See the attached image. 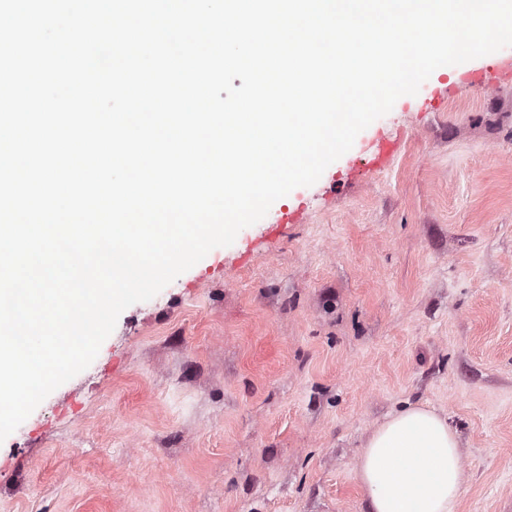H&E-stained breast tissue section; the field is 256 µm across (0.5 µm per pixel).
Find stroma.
I'll use <instances>...</instances> for the list:
<instances>
[{
	"mask_svg": "<svg viewBox=\"0 0 512 512\" xmlns=\"http://www.w3.org/2000/svg\"><path fill=\"white\" fill-rule=\"evenodd\" d=\"M398 99L154 298L0 443V512H365L360 449L411 404L460 434V512H512V82ZM303 203L300 224L280 225ZM375 140V148L370 158L367 160V165L375 170L384 169L393 158L397 155L400 149L399 139H386L373 135Z\"/></svg>",
	"mask_w": 512,
	"mask_h": 512,
	"instance_id": "obj_1",
	"label": "stroma"
}]
</instances>
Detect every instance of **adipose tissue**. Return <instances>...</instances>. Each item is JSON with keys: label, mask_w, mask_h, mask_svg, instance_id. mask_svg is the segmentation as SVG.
<instances>
[{"label": "adipose tissue", "mask_w": 512, "mask_h": 512, "mask_svg": "<svg viewBox=\"0 0 512 512\" xmlns=\"http://www.w3.org/2000/svg\"><path fill=\"white\" fill-rule=\"evenodd\" d=\"M460 438L446 415L413 404L366 438L357 477L367 512H458Z\"/></svg>", "instance_id": "adipose-tissue-1"}]
</instances>
